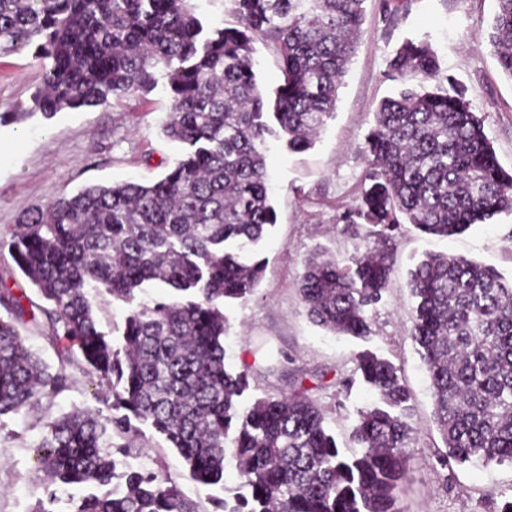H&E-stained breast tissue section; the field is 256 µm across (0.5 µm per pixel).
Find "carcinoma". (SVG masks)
Wrapping results in <instances>:
<instances>
[{"mask_svg":"<svg viewBox=\"0 0 512 512\" xmlns=\"http://www.w3.org/2000/svg\"><path fill=\"white\" fill-rule=\"evenodd\" d=\"M232 26L207 29L192 0H0V56L42 66L32 110L107 105L147 94L164 72L172 112L165 136L185 146L158 180L94 185L24 215L7 248L40 302L0 289V416L20 414L69 388L24 344L39 324L78 346L104 409L55 418L39 464L60 485H107L117 460L101 445L148 423L205 485L236 462L250 495L220 512H400L408 476L412 394L398 368L370 350L355 373L376 395L359 412L346 454L299 380L288 394L242 406L249 371L226 368L224 305L245 299L267 262L240 259L275 223L266 136L309 149L334 113L356 49L365 0H228ZM279 56L283 82L272 112L256 82L254 43ZM490 45L512 78V0H496ZM398 78L438 75L428 39H406L389 61ZM365 189L347 216L374 248L349 262L317 251L299 295L324 330L368 341L369 312L389 282V243L410 224L448 237L512 212L504 171L464 89L407 88L380 102L364 147ZM147 283L190 295L128 309L122 340L99 330L85 289L130 303ZM411 338L426 367L444 448L437 461L512 464V280L464 257L430 253L410 271ZM126 492L86 496L75 512H198L166 471L128 470Z\"/></svg>","mask_w":512,"mask_h":512,"instance_id":"1","label":"carcinoma"}]
</instances>
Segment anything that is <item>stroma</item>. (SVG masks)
Masks as SVG:
<instances>
[{"mask_svg":"<svg viewBox=\"0 0 512 512\" xmlns=\"http://www.w3.org/2000/svg\"><path fill=\"white\" fill-rule=\"evenodd\" d=\"M402 4L408 7L406 15L396 27L386 28L384 7ZM364 8L336 110L313 148L296 154L281 141H267L276 223L258 245L267 259L259 287L247 300L224 307L230 324L225 363L234 372L250 366V388L243 397L247 405L286 391L287 376L302 377L324 411L327 430L348 453L352 426L374 396L361 383L339 390L334 382L352 375L354 354L370 347L399 368L413 397L415 433L407 450L408 481L399 497L402 512H488L490 499L512 497V465L454 463L444 469L438 464L435 453L442 440L433 423L430 382L410 337L414 301L407 282L415 262L429 252L463 256L511 279L512 213L449 238L406 226L391 246L388 290L372 313L370 344L314 325L298 294L305 262L316 247L346 259L369 246L344 215L365 188L364 143L376 108L405 85L388 74V62L404 39L429 37L440 77L466 89L500 165L512 173V78L501 70L488 38L495 0H365ZM39 75L40 65L31 56L0 57V113L30 106ZM171 106L161 82L146 95L115 98L107 106L0 124V237L15 229L21 215L59 194L160 178L182 152L180 144L162 133ZM96 391L90 378L77 372L70 388L42 400L38 408L0 417V512H34L46 499L49 484L35 455L46 424L74 408L96 407ZM129 443L130 453L119 459L118 472L150 469L164 459L199 512H215L219 500L248 492L231 468L223 485L197 483L164 436L149 425H140Z\"/></svg>","mask_w":512,"mask_h":512,"instance_id":"35a3bbf8","label":"stroma"}]
</instances>
